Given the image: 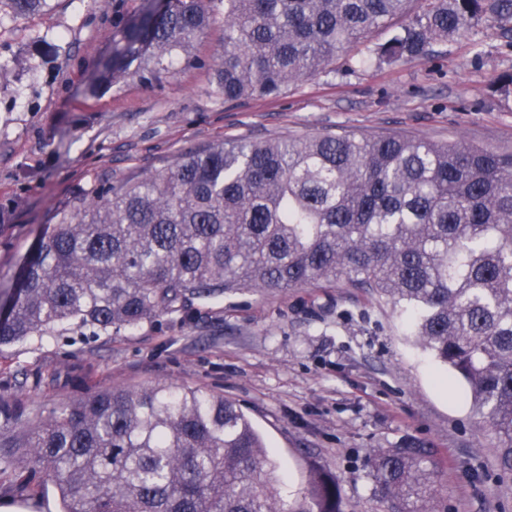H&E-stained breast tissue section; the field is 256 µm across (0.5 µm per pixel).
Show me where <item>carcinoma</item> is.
<instances>
[{
	"label": "carcinoma",
	"instance_id": "obj_1",
	"mask_svg": "<svg viewBox=\"0 0 512 512\" xmlns=\"http://www.w3.org/2000/svg\"><path fill=\"white\" fill-rule=\"evenodd\" d=\"M16 19L48 0H7ZM112 37L85 92L158 83L224 24V101L276 97L378 29L396 62L426 54L512 0H159ZM20 266L0 348L67 325L94 336L240 290L344 282L390 302L467 385L512 473V150L416 136L322 133L188 148L140 178L94 182L54 214ZM0 453V481L52 484L61 512H341L336 477L309 501L279 496L250 418L224 396L157 384L114 388L35 416ZM440 463L407 439L371 462L388 512H429Z\"/></svg>",
	"mask_w": 512,
	"mask_h": 512
}]
</instances>
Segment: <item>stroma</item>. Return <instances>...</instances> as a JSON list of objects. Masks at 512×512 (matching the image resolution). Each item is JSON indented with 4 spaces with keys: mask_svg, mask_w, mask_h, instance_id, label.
I'll list each match as a JSON object with an SVG mask.
<instances>
[{
    "mask_svg": "<svg viewBox=\"0 0 512 512\" xmlns=\"http://www.w3.org/2000/svg\"><path fill=\"white\" fill-rule=\"evenodd\" d=\"M125 0H50L0 21V292L55 212L90 180L135 179L185 149L309 133L406 134L512 149V20L486 18L428 54L393 64L378 30L274 98L225 102L211 69L178 66L158 85L128 78L100 95L85 81L112 49ZM199 387L234 401L280 466L289 501L321 470L342 512H386L369 457L413 438L441 462L447 512H512V474L465 383L406 331L390 304L343 284L252 290L196 302L109 336L70 329L0 349V392L24 417L112 388ZM60 512L55 489L0 483V507Z\"/></svg>",
    "mask_w": 512,
    "mask_h": 512,
    "instance_id": "1",
    "label": "stroma"
}]
</instances>
